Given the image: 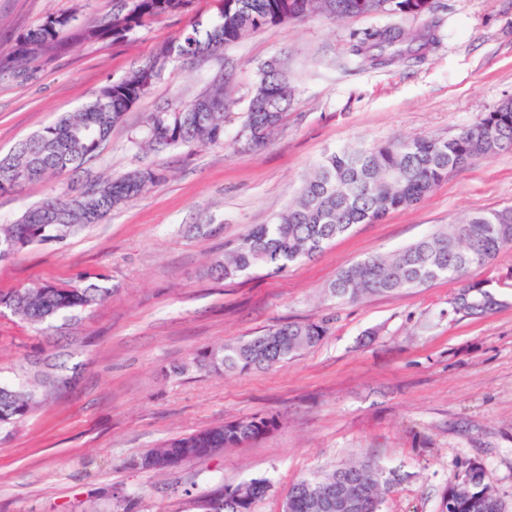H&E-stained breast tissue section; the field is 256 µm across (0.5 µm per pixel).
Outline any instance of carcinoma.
Returning a JSON list of instances; mask_svg holds the SVG:
<instances>
[{"label":"carcinoma","mask_w":512,"mask_h":512,"mask_svg":"<svg viewBox=\"0 0 512 512\" xmlns=\"http://www.w3.org/2000/svg\"><path fill=\"white\" fill-rule=\"evenodd\" d=\"M190 0H131L95 22L82 25L77 35L67 27L50 29L39 24L19 34L8 54L0 58V80L30 81L44 68L43 59H57L75 44L130 40L155 20L184 10ZM423 0H221L206 20L192 21L167 42L156 56L123 79L103 87L77 112L20 142L0 157V193L12 192L65 172H78L97 155L125 112L142 96L140 76L151 69L160 77L171 62L215 54L256 31L308 18L318 12L342 19L353 15H419ZM352 55L362 68L396 62L406 56L424 58L434 43L431 30L409 37L398 26H387L351 35ZM294 101L287 67L262 69L250 96L239 137L260 146L269 131L281 122ZM223 105L194 111L149 114L140 145L189 146L224 142ZM512 150V98L491 112L479 115L455 136L391 138L380 144L357 143L324 157L304 179L294 199L269 224L255 225L247 235L224 244V257L214 262L216 278L233 280L242 273L264 268L272 274L290 264L311 258L336 237L356 224L373 223L388 212L413 206L428 196L448 176L482 157ZM163 174L151 168L132 171L121 178L92 181L86 189L70 188L51 193L26 210L14 223L0 225V242L22 245L60 242L78 230L105 220L161 181ZM512 248V208L474 213L448 230H437L391 254L367 257L336 273L328 293L340 300L357 301L372 294H394L405 289L426 288L440 279L454 280L460 289L450 302L455 314L481 315L496 305L485 282H472L467 273L486 265L505 249ZM103 275H87L79 285H34L0 295V309L31 324H42L78 309L103 302L108 289L99 285ZM325 334L319 323H283L247 341L206 350L193 361L205 372L270 369L317 344ZM53 385L45 374L39 383L0 384V428L24 420L39 403L38 386ZM272 416L254 414L203 428L171 439L142 454L143 469L167 470L171 465L201 457L206 448H231L272 429ZM351 482L359 490L357 512H379L380 495L388 481L379 464L363 460L318 473L294 483L288 493V512H328L305 484L334 485ZM218 491L206 500L203 512H239L233 500ZM446 496L456 502L455 512H498L496 494L470 463L450 486Z\"/></svg>","instance_id":"obj_1"}]
</instances>
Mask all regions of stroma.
<instances>
[{"instance_id": "obj_1", "label": "stroma", "mask_w": 512, "mask_h": 512, "mask_svg": "<svg viewBox=\"0 0 512 512\" xmlns=\"http://www.w3.org/2000/svg\"><path fill=\"white\" fill-rule=\"evenodd\" d=\"M113 0H0V53L47 14L93 21ZM211 0L139 30L127 43L80 45L36 80L0 81V157L107 84L156 56ZM433 27L425 59L360 69L352 33ZM288 62L295 100L267 144L237 137L265 63ZM223 82L224 141L143 150L149 113L176 109ZM512 97V0H434L421 16L317 15L267 27L215 56L167 65L125 113L82 172L0 194V224L49 193L97 176L152 168L162 182L102 223L0 261V293L106 274L100 305L27 324L0 314V382L28 380L35 362L59 357L71 386L41 395L22 423L0 429V512H197L218 487L268 483L254 512H282L292 484L368 457L389 474L379 512H441L468 463L512 512V250L470 269L495 283L497 304L449 313L457 282L331 297L336 273L406 247L488 209L512 207V150L449 173L416 206L356 225L321 253L271 274L211 276L224 244L278 215L326 154L392 137L449 138ZM285 322L320 323L322 339L281 365L222 374L193 369L198 352L246 341ZM185 371L173 375L171 367ZM254 414L276 430L247 445L166 471L133 458L166 440Z\"/></svg>"}]
</instances>
